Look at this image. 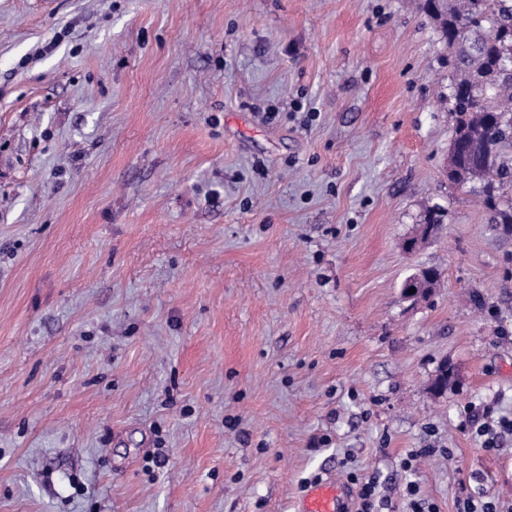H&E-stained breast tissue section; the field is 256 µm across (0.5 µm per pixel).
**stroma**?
<instances>
[{
	"label": "stroma",
	"mask_w": 512,
	"mask_h": 512,
	"mask_svg": "<svg viewBox=\"0 0 512 512\" xmlns=\"http://www.w3.org/2000/svg\"><path fill=\"white\" fill-rule=\"evenodd\" d=\"M442 55L414 0H0V512H512L461 427L512 418V231ZM491 413L492 411L490 410V408L481 409L476 408L475 406L471 407L465 411L463 426L466 427L467 425H469L475 427L476 425H478L476 427V433L478 436L482 437L485 435H489V433L491 435L490 431L493 430V425L490 423V421L495 422L494 420H492ZM482 419H486V421L479 425V422ZM350 480L359 482V478L357 476L350 475ZM359 493L358 498L360 500L359 506L360 508L357 512H378L376 508L377 502V482L373 479H368L367 481L359 482ZM303 492L298 512H339L341 490L335 480L320 479Z\"/></svg>",
	"instance_id": "1"
}]
</instances>
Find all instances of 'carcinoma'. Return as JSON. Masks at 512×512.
Wrapping results in <instances>:
<instances>
[{"label": "carcinoma", "mask_w": 512, "mask_h": 512, "mask_svg": "<svg viewBox=\"0 0 512 512\" xmlns=\"http://www.w3.org/2000/svg\"><path fill=\"white\" fill-rule=\"evenodd\" d=\"M438 42L452 72L448 101L456 116L452 143L463 145L449 181L478 190L493 224H512V0H448L431 9ZM445 213L436 207L424 221L435 225L407 240L406 248L442 231Z\"/></svg>", "instance_id": "carcinoma-1"}]
</instances>
